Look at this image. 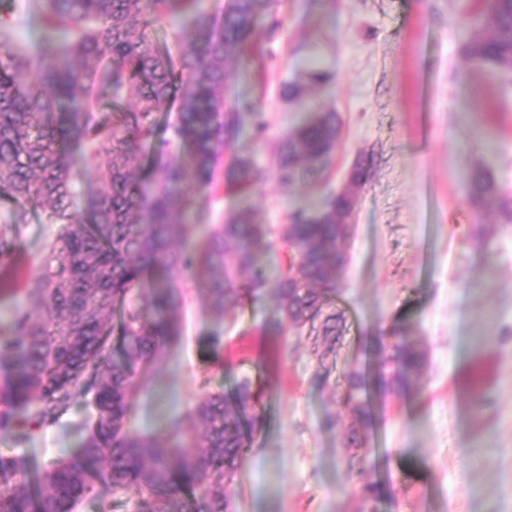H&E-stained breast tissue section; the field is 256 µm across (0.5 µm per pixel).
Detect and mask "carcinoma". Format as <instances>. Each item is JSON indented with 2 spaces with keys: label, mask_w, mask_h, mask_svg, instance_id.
Masks as SVG:
<instances>
[{
  "label": "carcinoma",
  "mask_w": 512,
  "mask_h": 512,
  "mask_svg": "<svg viewBox=\"0 0 512 512\" xmlns=\"http://www.w3.org/2000/svg\"><path fill=\"white\" fill-rule=\"evenodd\" d=\"M42 4L37 51L0 47V195L13 203L0 222V262L19 250L15 229L37 206L63 226L52 247L60 273L33 277L31 311L0 341V366L14 368L0 387V427L29 434L80 399L93 411L80 448L40 472L0 454V512H77L85 501L111 512L107 495L128 492L149 503L146 512H195L197 498L203 512H230L246 437L263 425L250 379L230 397L203 396L162 432L129 429L160 345L180 336L179 284L200 282L220 318L274 285L266 331L317 328L312 354L321 359L344 330L332 298L346 266L336 218L349 201L329 195L291 214L277 232L285 256L274 271L263 259L272 231L247 209L212 225L196 250L177 248V238L207 222L206 199L240 114L258 112L231 88L274 0H228L219 19L201 12L199 0ZM187 16L174 38L191 50L175 56L158 28ZM459 28L464 56L512 74V0H486L476 28ZM339 130L328 110L287 132L278 182H316ZM91 169L99 187L85 209L76 186ZM261 174L237 157L224 181L242 191ZM467 191L474 209L512 224V197L485 169L469 174ZM424 365V353L396 334L373 366H351L340 402L354 447L372 425L369 397L411 393ZM381 495L380 483L363 478L357 512H376Z\"/></svg>",
  "instance_id": "1"
}]
</instances>
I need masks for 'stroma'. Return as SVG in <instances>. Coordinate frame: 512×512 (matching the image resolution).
I'll use <instances>...</instances> for the list:
<instances>
[{
    "label": "stroma",
    "mask_w": 512,
    "mask_h": 512,
    "mask_svg": "<svg viewBox=\"0 0 512 512\" xmlns=\"http://www.w3.org/2000/svg\"><path fill=\"white\" fill-rule=\"evenodd\" d=\"M475 3L276 0L258 23L255 60L233 89L259 102L266 127L255 132L243 115L230 153L264 176L244 192L220 187L207 200L211 222L249 208L279 227L336 190L357 158L373 165L334 299L346 317L334 353L313 357L305 329L265 334L271 297L218 318L199 285L181 290V338L161 350L131 429L161 431L204 394L251 377L263 391V427L235 477L233 512H352V457L387 487L380 512H512V224L476 217L466 200L479 166L512 194V76L461 55L456 24ZM41 9L40 0H0L15 43L38 39ZM316 71L329 81L315 82ZM284 82L301 87L303 102L280 96ZM315 108L342 120L331 165L317 183L282 188L280 139ZM480 220L494 230L484 242L474 235ZM60 230L30 209L13 290L0 294V335L31 307L32 276L56 272ZM401 329L425 352L423 373L412 394L372 399V428L351 448L343 373ZM219 352L230 369L213 367ZM86 414L75 404L26 439L0 429V451L48 465L79 446Z\"/></svg>",
    "instance_id": "obj_1"
}]
</instances>
